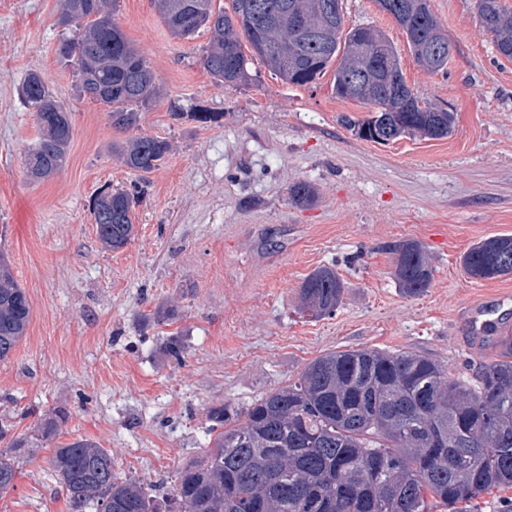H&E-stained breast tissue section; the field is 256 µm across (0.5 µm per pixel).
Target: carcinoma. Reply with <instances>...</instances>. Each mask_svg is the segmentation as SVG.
<instances>
[{"label":"carcinoma","mask_w":512,"mask_h":512,"mask_svg":"<svg viewBox=\"0 0 512 512\" xmlns=\"http://www.w3.org/2000/svg\"><path fill=\"white\" fill-rule=\"evenodd\" d=\"M213 0H155L171 35L186 38L204 27L211 41L203 65L227 86L249 80L241 51L246 37L254 51L282 80L307 86L332 67L333 91L341 99L371 108V116L345 119L350 129L387 119L400 135L430 139L453 132L456 115L422 102L408 87L389 39L371 28H354L340 42L343 20L322 13L338 0H309L306 25L322 31L307 41L288 22L293 0H232L231 10L214 11ZM482 34L498 54L512 61V7L503 0H475ZM84 0H60L59 23L76 33L59 54L71 62L81 94L108 108L112 126L138 128L136 108L163 96L145 57L131 46L112 19V0L100 11ZM417 28L441 32L436 58L425 70L448 71L452 47L431 11ZM386 57L407 97L366 94L355 79L367 68V52ZM22 94L46 100L37 118L41 137L26 156L33 175L44 179L66 163L71 139L68 112L39 74L27 75ZM407 105L406 112L391 108ZM133 172L150 173L171 151L165 139L137 134L116 147ZM144 192L101 193L94 203L98 239L117 251L134 237L133 210ZM292 199L310 202L315 190L305 182L289 189ZM393 275L410 297L429 288L432 267L425 249L412 241L387 245ZM474 278L512 274V235L474 244L463 257ZM347 293L336 269L319 267L299 289L301 312L319 318L333 314ZM31 308L9 261L0 254V363L26 335ZM500 359L471 380L451 378L433 359L413 352L351 350L329 352L309 362L299 377L273 389L242 413L226 405L208 409L207 448L199 460L176 473L178 512H430L429 500L463 512L494 489L512 487V332L497 336ZM64 415L39 423L34 441L52 438ZM51 465L66 490L71 512H160L151 490L120 476L108 450L77 440L54 450ZM15 461L0 453V492L13 486Z\"/></svg>","instance_id":"cac0c4a2"}]
</instances>
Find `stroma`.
Listing matches in <instances>:
<instances>
[{
	"label": "stroma",
	"mask_w": 512,
	"mask_h": 512,
	"mask_svg": "<svg viewBox=\"0 0 512 512\" xmlns=\"http://www.w3.org/2000/svg\"><path fill=\"white\" fill-rule=\"evenodd\" d=\"M429 7L454 46L444 74L414 63L374 0H342L345 29L384 31L413 92L457 115L449 137L380 145L345 126L367 108L337 98L332 74L287 84L246 43L250 81L226 86L203 65L207 29L178 39L152 0H116L118 26L165 91L141 108L139 131L172 149L142 177L113 154L124 132L80 94L57 54L68 36L59 0H0V253L31 304L25 337L0 363V422L28 437L65 412L57 443L95 441L120 475L165 494L205 448L208 408L244 410L322 354L409 351L464 379L495 361L497 345L471 333L468 311L500 300L497 313L512 326V275L472 278L462 257L512 234V62L481 33L474 0ZM32 71L72 128L65 166L41 182L24 166L38 138L19 93ZM201 112L216 121H198ZM141 177L135 236L106 250L94 199ZM297 182L314 187L311 202L292 200ZM399 240L430 258L421 296H404L392 275L386 246ZM324 265L348 293L333 315L314 319L300 313L298 289ZM3 450L17 473L0 512H70L51 447L2 441Z\"/></svg>",
	"instance_id": "obj_1"
}]
</instances>
